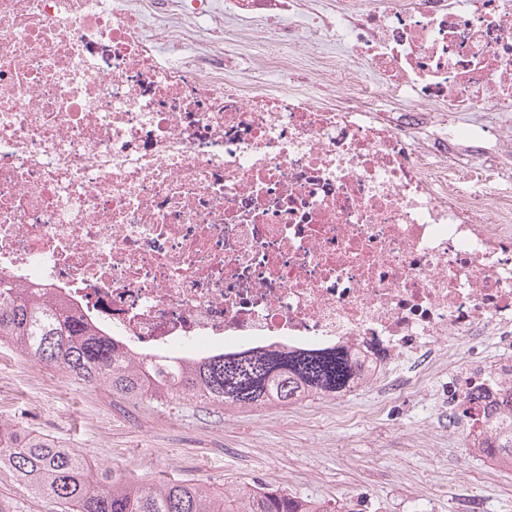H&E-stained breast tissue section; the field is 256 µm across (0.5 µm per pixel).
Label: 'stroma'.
Returning a JSON list of instances; mask_svg holds the SVG:
<instances>
[{"label": "stroma", "mask_w": 512, "mask_h": 512, "mask_svg": "<svg viewBox=\"0 0 512 512\" xmlns=\"http://www.w3.org/2000/svg\"><path fill=\"white\" fill-rule=\"evenodd\" d=\"M197 25L223 29L227 65L239 80L259 77L264 53L234 45L235 19L205 16ZM448 381L440 371L377 412L370 385L288 406L206 407L189 397L161 405L25 363L0 343V422L153 487L264 486L353 512H457L450 492L464 485L483 512H512V473L467 448L464 419L440 399ZM0 502L9 512H61L5 468Z\"/></svg>", "instance_id": "obj_1"}]
</instances>
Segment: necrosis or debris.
I'll use <instances>...</instances> for the list:
<instances>
[{
    "label": "necrosis or debris",
    "instance_id": "necrosis-or-debris-1",
    "mask_svg": "<svg viewBox=\"0 0 512 512\" xmlns=\"http://www.w3.org/2000/svg\"><path fill=\"white\" fill-rule=\"evenodd\" d=\"M224 11L306 89L131 0H0V275L135 354L344 346L385 399L451 364L475 415L512 381V0Z\"/></svg>",
    "mask_w": 512,
    "mask_h": 512
}]
</instances>
